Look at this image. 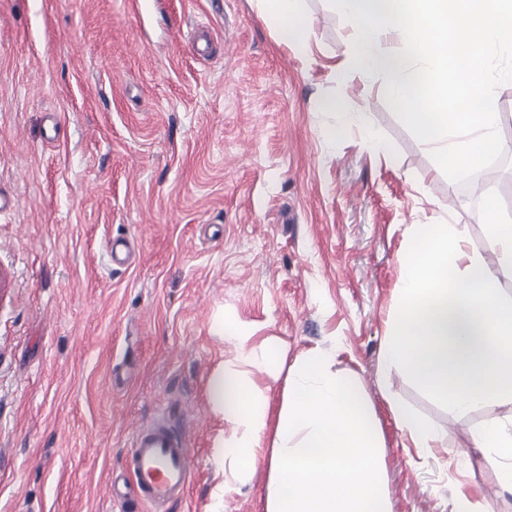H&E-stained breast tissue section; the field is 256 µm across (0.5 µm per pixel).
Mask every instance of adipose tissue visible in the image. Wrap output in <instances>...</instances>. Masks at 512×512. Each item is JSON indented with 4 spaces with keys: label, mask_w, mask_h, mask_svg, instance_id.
<instances>
[{
    "label": "adipose tissue",
    "mask_w": 512,
    "mask_h": 512,
    "mask_svg": "<svg viewBox=\"0 0 512 512\" xmlns=\"http://www.w3.org/2000/svg\"><path fill=\"white\" fill-rule=\"evenodd\" d=\"M487 233L497 245L488 264L464 249L466 229L433 224L407 254L392 333L381 367H401L423 390L455 415L488 404L512 408V301L502 280L512 279V221L488 202ZM209 408L232 423L215 454L250 472L266 429L262 392L240 371L218 365L207 380ZM473 448L496 465L502 489L512 492V419L491 420L471 435Z\"/></svg>",
    "instance_id": "ef3b65f1"
}]
</instances>
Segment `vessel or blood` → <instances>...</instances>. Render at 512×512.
<instances>
[{
    "label": "vessel or blood",
    "mask_w": 512,
    "mask_h": 512,
    "mask_svg": "<svg viewBox=\"0 0 512 512\" xmlns=\"http://www.w3.org/2000/svg\"><path fill=\"white\" fill-rule=\"evenodd\" d=\"M126 464L139 500L153 507L183 493L191 474L184 438L159 420L134 433Z\"/></svg>",
    "instance_id": "obj_1"
}]
</instances>
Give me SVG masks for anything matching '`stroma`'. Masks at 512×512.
Masks as SVG:
<instances>
[{"mask_svg":"<svg viewBox=\"0 0 512 512\" xmlns=\"http://www.w3.org/2000/svg\"><path fill=\"white\" fill-rule=\"evenodd\" d=\"M0 0V512H150L128 487L136 428L165 420L191 480L159 512H266L288 369L319 349L371 407L392 512H512L457 416L402 368L382 371L419 224L465 225L494 262L482 203L512 217V156L490 192L450 181L393 112L387 79L349 68L357 29L328 0L283 41L257 0ZM336 109H327V102ZM134 261H110L113 241ZM254 352L219 338L216 316ZM264 393L254 470L217 467V363ZM431 424L415 448L398 411Z\"/></svg>","mask_w":512,"mask_h":512,"instance_id":"35a3bbf8","label":"stroma"}]
</instances>
